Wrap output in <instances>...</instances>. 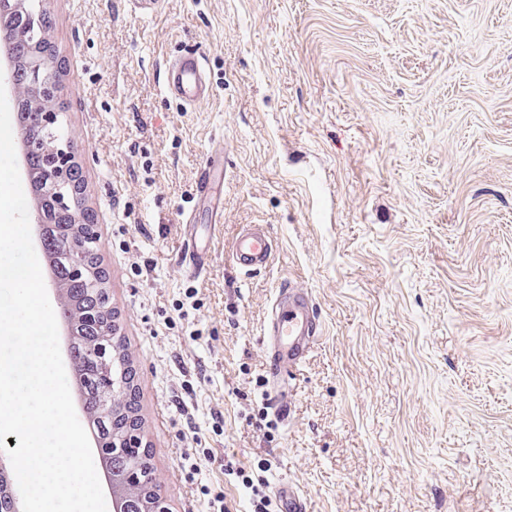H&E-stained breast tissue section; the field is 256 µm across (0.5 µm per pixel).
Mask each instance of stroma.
<instances>
[{"label":"stroma","instance_id":"1","mask_svg":"<svg viewBox=\"0 0 512 512\" xmlns=\"http://www.w3.org/2000/svg\"><path fill=\"white\" fill-rule=\"evenodd\" d=\"M43 4L170 512H249L282 480L309 512H512V0ZM191 47L213 94L186 107L161 66ZM218 153L212 226L194 180ZM249 224L276 248L244 273ZM288 287L319 336L273 378ZM195 216H189L185 221H182L185 226V233L183 239L184 259L183 263L187 266L189 271L193 274H199L205 266H207V254L209 248L207 244L203 245L197 235L196 225L194 224ZM273 242L267 225L249 224L233 238L231 260L245 272L266 268L273 254Z\"/></svg>","mask_w":512,"mask_h":512}]
</instances>
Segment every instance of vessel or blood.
Returning a JSON list of instances; mask_svg holds the SVG:
<instances>
[{"mask_svg":"<svg viewBox=\"0 0 512 512\" xmlns=\"http://www.w3.org/2000/svg\"><path fill=\"white\" fill-rule=\"evenodd\" d=\"M162 89L186 105L210 97L212 87L205 73L201 51L194 49L170 58L164 65ZM195 187L201 198L211 204L212 223H223V171L215 164L205 163L198 170ZM184 226V263L191 273L197 274L207 264L209 248L200 242L193 219H186ZM273 250L268 226L250 224L233 238L230 257L240 270L247 272L267 267ZM315 338L314 303L308 291L293 287L279 290L262 336L271 353L272 364L278 368L300 364ZM276 500L279 512H307L306 501L294 484H279Z\"/></svg>","mask_w":512,"mask_h":512,"instance_id":"b4317fda","label":"vessel or blood"}]
</instances>
